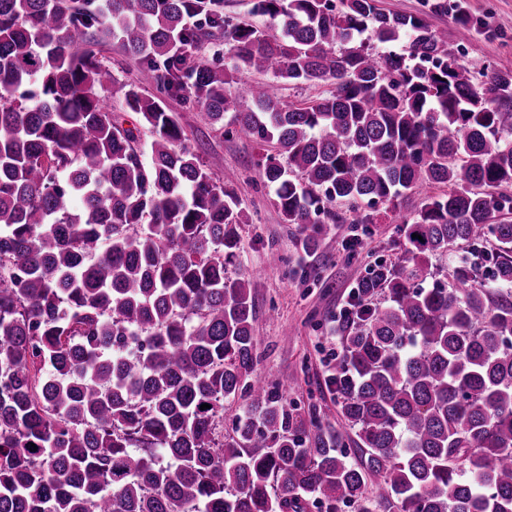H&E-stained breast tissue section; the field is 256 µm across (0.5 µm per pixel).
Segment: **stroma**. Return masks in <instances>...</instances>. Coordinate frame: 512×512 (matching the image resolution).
Masks as SVG:
<instances>
[{
	"mask_svg": "<svg viewBox=\"0 0 512 512\" xmlns=\"http://www.w3.org/2000/svg\"><path fill=\"white\" fill-rule=\"evenodd\" d=\"M465 3L474 19L495 35L477 34L466 42L464 63L477 71L488 66L512 71V0ZM165 104L177 113L187 145L214 178L226 179L250 217L239 227L241 249L235 269L253 273L258 370L275 382L292 379L289 401L304 410L316 406L324 425L339 426L336 395L326 382L328 357L340 350L336 317L354 283L376 264L399 260V216L415 213L422 198L440 193V186H423L395 205L377 204L373 223L356 228L331 225L306 254L301 249L303 229L283 223L271 189L259 176L260 145L238 134L231 122L207 123L198 108L184 99L169 97ZM271 252L282 258L274 267L265 264Z\"/></svg>",
	"mask_w": 512,
	"mask_h": 512,
	"instance_id": "35a3bbf8",
	"label": "stroma"
}]
</instances>
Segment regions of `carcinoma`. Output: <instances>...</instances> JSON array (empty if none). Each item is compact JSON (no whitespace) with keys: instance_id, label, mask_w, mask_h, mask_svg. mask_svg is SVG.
Returning a JSON list of instances; mask_svg holds the SVG:
<instances>
[{"instance_id":"carcinoma-1","label":"carcinoma","mask_w":512,"mask_h":512,"mask_svg":"<svg viewBox=\"0 0 512 512\" xmlns=\"http://www.w3.org/2000/svg\"><path fill=\"white\" fill-rule=\"evenodd\" d=\"M252 13L270 26L216 0H0V512H305L310 496L339 512L371 484L391 512H512V71L475 83L464 12L453 41L375 0ZM207 27L223 63L191 53ZM114 42L158 91L122 84L145 153L104 102ZM240 71L270 80L233 97ZM289 83L331 90L284 107ZM164 95L265 147L259 174L310 243L321 213L371 224L380 202L447 187L343 315L335 433L256 372L251 278L229 275L248 218ZM490 239L494 286L477 253L435 280L430 258ZM252 0H221L220 10L226 18L233 23L252 24L257 27L268 25L269 19L266 17L252 15L250 9Z\"/></svg>"}]
</instances>
